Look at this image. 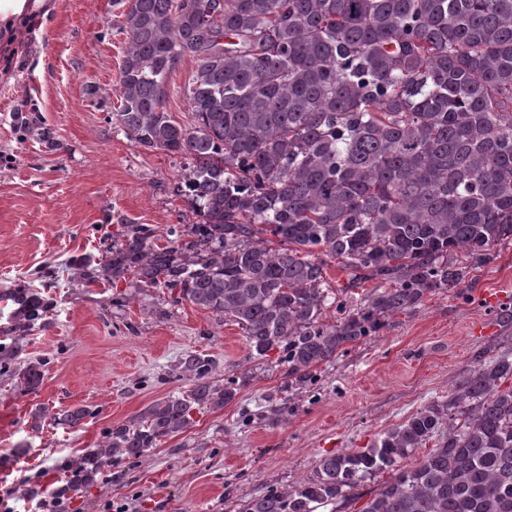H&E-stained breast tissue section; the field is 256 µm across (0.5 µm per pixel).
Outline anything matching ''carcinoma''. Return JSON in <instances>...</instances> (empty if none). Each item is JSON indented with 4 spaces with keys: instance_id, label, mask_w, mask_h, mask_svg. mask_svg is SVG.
<instances>
[{
    "instance_id": "obj_1",
    "label": "carcinoma",
    "mask_w": 512,
    "mask_h": 512,
    "mask_svg": "<svg viewBox=\"0 0 512 512\" xmlns=\"http://www.w3.org/2000/svg\"><path fill=\"white\" fill-rule=\"evenodd\" d=\"M121 30L116 122L134 143L188 158L182 180L203 221L163 245L151 227L124 225L101 262L79 261L84 283L175 291L236 324L247 362L267 365L274 351L301 382L428 294L468 283L512 241V0H126ZM187 58L186 126L165 104ZM327 257L349 277L336 293ZM368 281L380 288L348 295ZM12 300L0 375L35 391L47 359L24 356L25 342L53 302L32 288ZM477 358L448 398L240 512H342L362 498L358 512H512V352ZM176 371L190 389L56 463L67 482L55 500L187 432L246 381L216 377L197 352ZM97 414L38 405L31 426L76 428Z\"/></svg>"
}]
</instances>
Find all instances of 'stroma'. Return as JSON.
I'll list each match as a JSON object with an SVG mask.
<instances>
[{
    "label": "stroma",
    "instance_id": "1",
    "mask_svg": "<svg viewBox=\"0 0 512 512\" xmlns=\"http://www.w3.org/2000/svg\"><path fill=\"white\" fill-rule=\"evenodd\" d=\"M122 12L121 0H58L12 45L0 42V59L12 60L0 66V343L12 289L46 288L56 304L25 348L50 360L41 387L27 392L0 376V498L13 512H43V498L66 480L56 459L95 447L102 428L187 390L173 367L188 351L242 369L246 385L224 409L196 414L187 432L116 462L69 512H237L242 500L300 482L324 456L369 447L447 396L482 348L512 349V324L498 322L489 303L512 298V242L496 246L469 293L427 295L293 387L284 368L246 362L237 325L166 290L82 285L72 259L105 258L119 225L146 224L165 240L201 221L180 184L183 158L131 142L115 121ZM28 120L50 138L25 132ZM483 319L494 330L471 335ZM38 404L92 405L98 415L35 432L29 414ZM31 485L39 495L27 494Z\"/></svg>",
    "mask_w": 512,
    "mask_h": 512
}]
</instances>
